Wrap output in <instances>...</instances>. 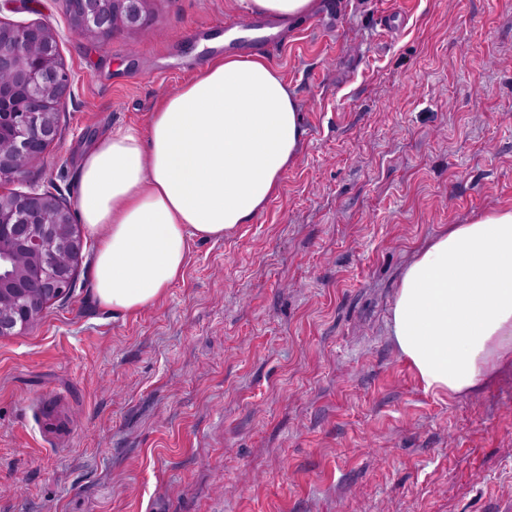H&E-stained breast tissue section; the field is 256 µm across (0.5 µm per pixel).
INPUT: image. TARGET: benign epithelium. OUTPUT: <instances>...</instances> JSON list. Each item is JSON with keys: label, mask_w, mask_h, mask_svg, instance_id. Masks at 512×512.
Segmentation results:
<instances>
[{"label": "benign epithelium", "mask_w": 512, "mask_h": 512, "mask_svg": "<svg viewBox=\"0 0 512 512\" xmlns=\"http://www.w3.org/2000/svg\"><path fill=\"white\" fill-rule=\"evenodd\" d=\"M153 0H66L73 34L100 41L136 30ZM73 75L47 21L0 18V337L34 328L48 304L72 294L89 247L74 209L55 184L25 181L59 138Z\"/></svg>", "instance_id": "1"}]
</instances>
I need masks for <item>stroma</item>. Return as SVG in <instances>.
<instances>
[{
    "instance_id": "stroma-1",
    "label": "stroma",
    "mask_w": 512,
    "mask_h": 512,
    "mask_svg": "<svg viewBox=\"0 0 512 512\" xmlns=\"http://www.w3.org/2000/svg\"><path fill=\"white\" fill-rule=\"evenodd\" d=\"M251 0H154L140 30L72 35L75 76L30 181L77 196L85 150L146 127ZM266 56L299 101L266 209L196 242L133 314L75 291L0 337V512H507L512 364L474 396L423 389L388 336L404 267L449 225L512 208V0H319Z\"/></svg>"
}]
</instances>
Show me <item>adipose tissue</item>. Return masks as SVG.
<instances>
[{
	"label": "adipose tissue",
	"mask_w": 512,
	"mask_h": 512,
	"mask_svg": "<svg viewBox=\"0 0 512 512\" xmlns=\"http://www.w3.org/2000/svg\"><path fill=\"white\" fill-rule=\"evenodd\" d=\"M303 134L295 95L257 53L204 59L147 128L96 141L81 159L77 208L96 241L97 304L132 313L161 300L192 243L224 239L265 209ZM388 336L436 393L475 394L512 363V209L450 225L416 253Z\"/></svg>",
	"instance_id": "adipose-tissue-1"
}]
</instances>
